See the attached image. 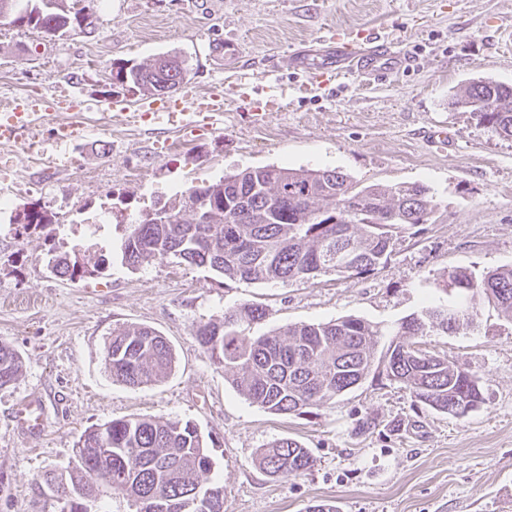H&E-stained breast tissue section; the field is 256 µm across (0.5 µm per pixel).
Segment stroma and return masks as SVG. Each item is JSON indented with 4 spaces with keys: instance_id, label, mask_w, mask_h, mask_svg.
Instances as JSON below:
<instances>
[{
    "instance_id": "1",
    "label": "stroma",
    "mask_w": 512,
    "mask_h": 512,
    "mask_svg": "<svg viewBox=\"0 0 512 512\" xmlns=\"http://www.w3.org/2000/svg\"><path fill=\"white\" fill-rule=\"evenodd\" d=\"M95 30L50 39L0 22V100L52 99L67 90L107 104L61 111L33 133L0 142V342L22 370L0 389V512H34L33 488L75 459L81 433L113 419L156 417L211 436L224 485V512H307L323 501L339 512H512V321L481 304L472 326L420 337L424 350L473 374L484 402L463 417L414 405L398 384L365 380L301 415H278L240 395L198 343L200 325L243 304L266 317L247 337L296 323L356 316L382 329L429 301L457 302L437 288L444 271L481 274L512 264V140L449 108L448 96L489 78L512 86V0H80ZM376 29L413 56L412 68L368 83L350 73L301 91L288 65L294 43L329 29ZM239 43L225 55L219 45ZM170 54L185 59L184 90L224 85L215 130L155 131L130 114L148 92L112 80V66ZM259 75L258 100L278 106L255 120L239 85ZM80 128L61 142L55 122ZM448 132L429 142L430 129ZM336 168L362 185L414 184L440 203L431 224L402 240L387 263L362 276L328 274L278 284L230 280L166 258L131 269L121 259V220L246 167ZM46 227L10 217L31 207ZM111 256L100 275L62 279L49 261L89 245ZM156 329L175 364L159 382L112 379L104 349L113 328ZM40 401L44 428L21 430L14 411ZM374 426L359 434L362 419ZM290 437L315 463L274 478L254 464L260 448Z\"/></svg>"
}]
</instances>
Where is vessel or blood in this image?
Returning a JSON list of instances; mask_svg holds the SVG:
<instances>
[{
	"mask_svg": "<svg viewBox=\"0 0 512 512\" xmlns=\"http://www.w3.org/2000/svg\"><path fill=\"white\" fill-rule=\"evenodd\" d=\"M324 53L292 52L291 66L303 76L306 85H328L343 74L352 72L369 80H378L387 72L410 68L412 57L396 43L373 34L333 35ZM140 111L152 113L157 125H164L175 116H182V126L197 129L199 125L215 128L224 112V89L213 88L205 93L181 96L165 103L145 101ZM41 115L26 109L23 100L16 99L0 106V140H15L40 120ZM18 424L30 433L41 432V405L24 402L15 410Z\"/></svg>",
	"mask_w": 512,
	"mask_h": 512,
	"instance_id": "b4317fda",
	"label": "vessel or blood"
}]
</instances>
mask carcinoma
<instances>
[{"instance_id":"1","label":"carcinoma","mask_w":512,"mask_h":512,"mask_svg":"<svg viewBox=\"0 0 512 512\" xmlns=\"http://www.w3.org/2000/svg\"><path fill=\"white\" fill-rule=\"evenodd\" d=\"M39 30L49 38L90 34L68 0H0V20ZM186 66L170 74L152 63L118 65L113 80L147 91L174 92ZM449 105L471 113L478 124L512 139V86L473 81L453 92ZM439 208L430 188L420 184L361 186L336 168L248 167L219 180L193 186L180 198L159 201L125 228L122 262L131 268L174 257L204 266L231 280L249 283L309 281L322 274L371 273L388 261L407 230L428 223ZM191 218H185L186 213ZM90 260L76 252L54 256L53 271L69 278L90 273ZM438 287L463 293L456 304H430L421 314L387 332L355 316L317 324H293L255 338L237 327L266 317L265 310L242 304L224 310L219 321L200 325L196 338L224 368L234 389L250 402L281 415L301 414L326 404L362 383L374 366L404 386L414 402L462 417L463 399L484 402L479 381L448 358L429 355L417 338L448 333L474 323L477 304L488 302L512 321V266L481 276L456 269ZM391 337L388 360L375 362L378 338ZM110 375L130 386L153 384L171 372L175 353L164 336L147 326L118 328L105 348ZM19 354L0 342V387L21 371ZM209 442L190 421L161 418L114 419L80 436L74 464L50 471L35 485L37 499L51 483L84 487L90 502L112 488L136 506L151 496L166 512H224V485L207 481L212 471ZM256 463L271 477L299 476L311 469L309 449L282 437L259 450ZM200 488L205 510L190 492Z\"/></svg>"}]
</instances>
